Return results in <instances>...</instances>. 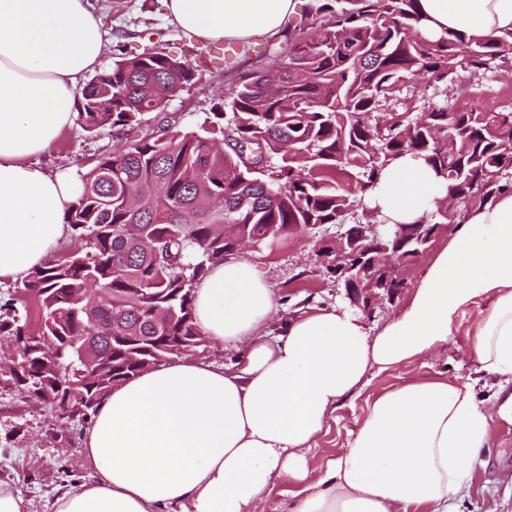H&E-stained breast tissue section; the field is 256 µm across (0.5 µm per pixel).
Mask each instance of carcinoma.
<instances>
[{"mask_svg": "<svg viewBox=\"0 0 512 512\" xmlns=\"http://www.w3.org/2000/svg\"><path fill=\"white\" fill-rule=\"evenodd\" d=\"M379 2L310 0L286 44L267 41L279 65L238 77L228 111L206 118L196 136L163 115L169 93L194 77L181 58L149 49L84 88L77 124L111 129L123 144L83 175L66 214L82 248L23 284L39 306L38 329L3 307L0 338L22 343L15 391L88 423L105 394L144 372L140 360L181 356L169 339L202 335L193 283L235 248L218 225L236 224L264 245L337 224L364 209L383 170L406 154L448 182L464 211L512 185V109L429 101L394 121L397 104L409 114L429 88L446 97L461 72L509 67L512 33L431 39L419 0Z\"/></svg>", "mask_w": 512, "mask_h": 512, "instance_id": "carcinoma-1", "label": "carcinoma"}]
</instances>
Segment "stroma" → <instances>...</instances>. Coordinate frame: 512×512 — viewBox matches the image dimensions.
Instances as JSON below:
<instances>
[{
    "label": "stroma",
    "mask_w": 512,
    "mask_h": 512,
    "mask_svg": "<svg viewBox=\"0 0 512 512\" xmlns=\"http://www.w3.org/2000/svg\"><path fill=\"white\" fill-rule=\"evenodd\" d=\"M91 2L109 38L105 67L152 47L187 58L194 78L166 107L184 133L198 132L212 108L223 105L226 89L239 75L274 62L265 53L267 38L263 35L251 38L246 52L224 62L222 50H208L207 40L171 23L168 0ZM475 103L487 110L512 108V73L494 69L477 79L459 74L448 95L449 107L462 109ZM117 145L111 131L90 134L75 125L60 136L50 154L38 158L37 165L50 172L70 171L80 176ZM335 232V226L328 224L307 230L301 237L288 235L243 252V259L284 300L276 318L257 336V343L273 342L281 320L298 315L306 305L343 302V295L337 293L313 251L317 239ZM479 318V308L467 309L447 348L395 371L371 376L364 389L343 400L309 451L312 463L318 465L343 453L372 397L391 385L436 373L452 379L472 377L474 365L466 350ZM84 431L80 422L59 419L50 405L0 388V480L15 486L29 512H48L62 490L90 480L92 472L82 450ZM455 512H512V400L507 395H500L495 403L493 444L476 465L472 490L456 503Z\"/></svg>",
    "instance_id": "35a3bbf8"
}]
</instances>
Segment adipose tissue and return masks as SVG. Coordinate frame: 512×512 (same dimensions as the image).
<instances>
[{
	"instance_id": "obj_1",
	"label": "adipose tissue",
	"mask_w": 512,
	"mask_h": 512,
	"mask_svg": "<svg viewBox=\"0 0 512 512\" xmlns=\"http://www.w3.org/2000/svg\"><path fill=\"white\" fill-rule=\"evenodd\" d=\"M295 0H168L173 23L209 41L277 33ZM422 31L485 38L512 32V0H420ZM106 33L90 0H0V285L24 282L57 253L79 177L34 160L73 126ZM448 188L421 159L386 167L368 197L388 224L428 217ZM196 319L239 351L238 369L159 365L106 394L86 428L88 482L51 512H254L277 481L296 484L287 512H450L493 440L494 409L474 383L438 375L379 394L347 450L314 469L307 456L328 415L368 382L452 340L479 306L468 347L479 372L512 384V191L467 213L422 266L378 332L340 305L286 319L274 344L252 338L278 298L245 260L211 264L194 284Z\"/></svg>"
}]
</instances>
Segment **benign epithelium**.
I'll list each match as a JSON object with an SVG mask.
<instances>
[{"instance_id": "benign-epithelium-1", "label": "benign epithelium", "mask_w": 512, "mask_h": 512, "mask_svg": "<svg viewBox=\"0 0 512 512\" xmlns=\"http://www.w3.org/2000/svg\"><path fill=\"white\" fill-rule=\"evenodd\" d=\"M446 232V224H341L336 235L317 241L315 251L322 267L332 269L336 287L368 316L378 302L393 297L388 259L412 241L431 246Z\"/></svg>"}]
</instances>
